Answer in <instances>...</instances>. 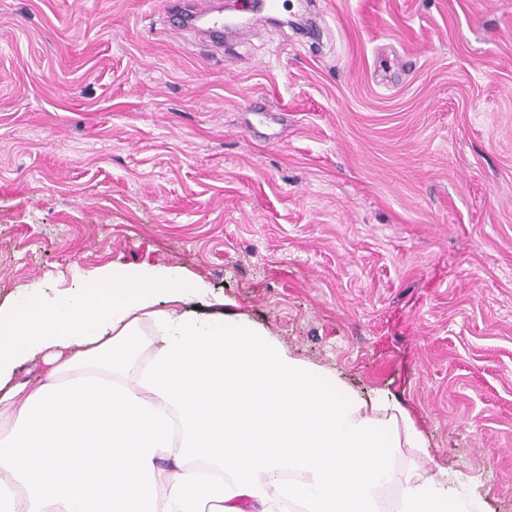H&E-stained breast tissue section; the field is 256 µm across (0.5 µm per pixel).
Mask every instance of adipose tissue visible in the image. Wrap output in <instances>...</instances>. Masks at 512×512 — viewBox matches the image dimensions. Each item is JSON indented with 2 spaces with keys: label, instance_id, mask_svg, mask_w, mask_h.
<instances>
[{
  "label": "adipose tissue",
  "instance_id": "adipose-tissue-1",
  "mask_svg": "<svg viewBox=\"0 0 512 512\" xmlns=\"http://www.w3.org/2000/svg\"><path fill=\"white\" fill-rule=\"evenodd\" d=\"M205 303L183 268L112 264L0 308V512H379L397 449L427 448L408 412ZM451 477L407 471L395 512H481Z\"/></svg>",
  "mask_w": 512,
  "mask_h": 512
}]
</instances>
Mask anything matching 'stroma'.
Instances as JSON below:
<instances>
[{"instance_id":"1","label":"stroma","mask_w":512,"mask_h":512,"mask_svg":"<svg viewBox=\"0 0 512 512\" xmlns=\"http://www.w3.org/2000/svg\"><path fill=\"white\" fill-rule=\"evenodd\" d=\"M162 0H0V306L179 266L396 399L512 512V0H280L213 55Z\"/></svg>"}]
</instances>
